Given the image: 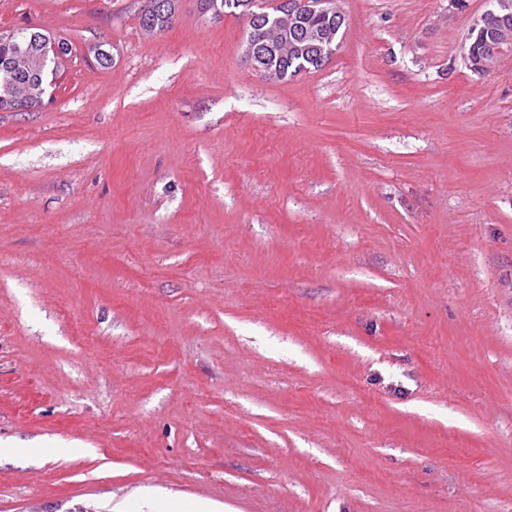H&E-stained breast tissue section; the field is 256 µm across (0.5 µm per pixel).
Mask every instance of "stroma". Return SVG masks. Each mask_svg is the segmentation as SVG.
<instances>
[{
    "label": "stroma",
    "mask_w": 512,
    "mask_h": 512,
    "mask_svg": "<svg viewBox=\"0 0 512 512\" xmlns=\"http://www.w3.org/2000/svg\"><path fill=\"white\" fill-rule=\"evenodd\" d=\"M0 0L73 55L0 112V512H512V48L338 0L324 66L179 0ZM111 45L98 69L90 47ZM148 6L139 16L141 29L149 35H156L171 28L175 21L177 0H162V8L153 6L158 0H147ZM242 54L245 60L249 61L251 63V66L256 71L260 72L269 79H276L277 74L274 69H272L268 65L261 64L257 61L258 59L266 61V59H263V57H261L264 54V51H261L260 46L254 43V41L246 40L244 42V44L242 45Z\"/></svg>",
    "instance_id": "35a3bbf8"
}]
</instances>
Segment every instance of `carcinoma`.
I'll list each match as a JSON object with an SVG mask.
<instances>
[{
  "instance_id": "obj_1",
  "label": "carcinoma",
  "mask_w": 512,
  "mask_h": 512,
  "mask_svg": "<svg viewBox=\"0 0 512 512\" xmlns=\"http://www.w3.org/2000/svg\"><path fill=\"white\" fill-rule=\"evenodd\" d=\"M156 0H149L148 6L139 16L141 29L156 35L171 28L175 21L177 0H162L161 7L153 6ZM233 5H227V0H198L200 13L211 15L215 7L223 9V13H233L248 21V30L257 39L267 40L271 37L268 31L269 19L264 15L255 14L252 0H232ZM45 40L57 47L55 56V73H60L64 61L72 54L71 45L58 39L47 31H42ZM470 53L475 58L482 59V70L487 71L494 57L484 50V38L479 32H474L469 39ZM303 58L295 54L288 44H282L275 52L274 67L279 72V78L284 79L301 72L300 62ZM44 69L42 46L32 45L29 50L19 55L15 51L14 42L0 36V112H30L45 105L46 85L38 80Z\"/></svg>"
}]
</instances>
